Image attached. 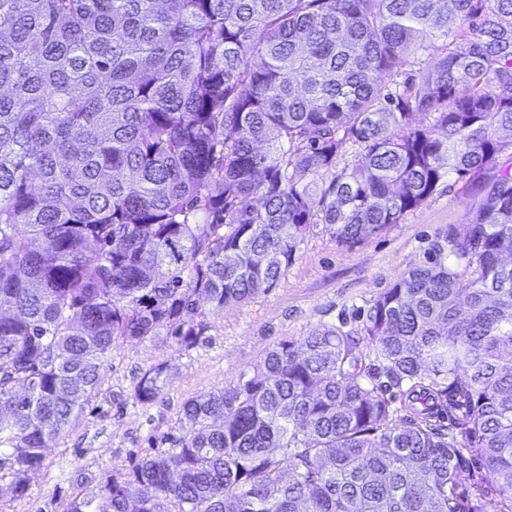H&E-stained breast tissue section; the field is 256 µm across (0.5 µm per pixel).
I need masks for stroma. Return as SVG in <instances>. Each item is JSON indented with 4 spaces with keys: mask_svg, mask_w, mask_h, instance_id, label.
Listing matches in <instances>:
<instances>
[{
    "mask_svg": "<svg viewBox=\"0 0 512 512\" xmlns=\"http://www.w3.org/2000/svg\"><path fill=\"white\" fill-rule=\"evenodd\" d=\"M480 201L473 188L455 183L353 248L337 246L327 225H310L277 287L209 316L192 348L180 347L165 325L156 336L114 343L99 385L30 473L24 494L0 480V512H65L113 471L127 472L131 461L169 448L187 400L236 382L280 341L321 326L360 331L373 300L421 265L449 225L467 223ZM158 365L165 372L156 398L135 402L138 378Z\"/></svg>",
    "mask_w": 512,
    "mask_h": 512,
    "instance_id": "stroma-1",
    "label": "stroma"
}]
</instances>
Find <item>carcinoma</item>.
<instances>
[{"label":"carcinoma","mask_w":512,"mask_h":512,"mask_svg":"<svg viewBox=\"0 0 512 512\" xmlns=\"http://www.w3.org/2000/svg\"><path fill=\"white\" fill-rule=\"evenodd\" d=\"M489 170L367 310L374 362L283 340L66 512H512V0H0V479L24 493L115 340L190 348L310 225L354 248Z\"/></svg>","instance_id":"cac0c4a2"}]
</instances>
